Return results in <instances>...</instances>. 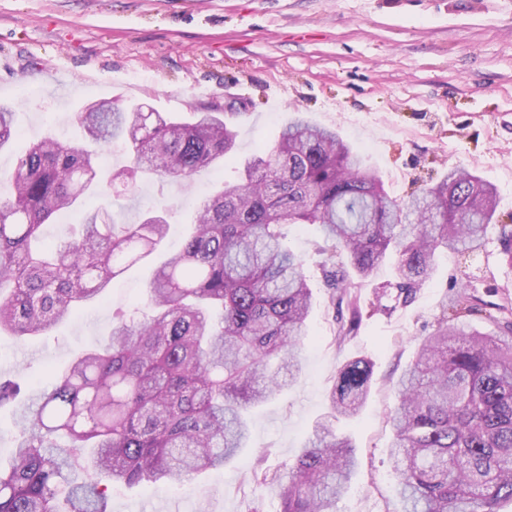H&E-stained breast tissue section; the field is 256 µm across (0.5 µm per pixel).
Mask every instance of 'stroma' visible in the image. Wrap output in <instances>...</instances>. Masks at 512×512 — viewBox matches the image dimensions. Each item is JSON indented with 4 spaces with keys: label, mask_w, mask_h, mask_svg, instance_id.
Here are the masks:
<instances>
[{
    "label": "stroma",
    "mask_w": 512,
    "mask_h": 512,
    "mask_svg": "<svg viewBox=\"0 0 512 512\" xmlns=\"http://www.w3.org/2000/svg\"><path fill=\"white\" fill-rule=\"evenodd\" d=\"M101 99L182 116L213 106L238 113L236 148L189 184L146 178L134 194L87 199V208L129 224L165 215L168 234L107 298L44 335L0 338V373L36 389L99 346L117 311L140 304L201 199L273 143L294 112L335 129L391 196L407 198L463 167L495 185L498 220L512 224V0H0V103L16 111L0 172L46 134L81 138L76 112ZM281 233L312 290L298 379L251 410L249 441L235 460L173 485L113 489L112 512H280L269 478L294 462L329 411L338 369L354 358L371 363L370 395L356 418L336 424L357 459L336 512H398L387 422L396 382L419 339L437 329L443 300L459 290L474 303L459 326L493 331L489 317L512 295V269L489 233L479 253L440 255L413 303L390 312L376 298L377 282L392 274L384 264L354 288L363 318L342 340L316 265L319 228L286 224Z\"/></svg>",
    "instance_id": "stroma-1"
}]
</instances>
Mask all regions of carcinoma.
Listing matches in <instances>:
<instances>
[{
  "mask_svg": "<svg viewBox=\"0 0 512 512\" xmlns=\"http://www.w3.org/2000/svg\"><path fill=\"white\" fill-rule=\"evenodd\" d=\"M76 113L85 139H121L129 165L114 180L146 173L187 183L231 153L236 133L222 112L189 121L140 105ZM14 110L0 107V150L11 145ZM98 167L82 145L46 135L0 173V333L39 336L155 253L168 223L127 224L83 212L69 237L41 243L57 213L80 208ZM497 193L458 168L404 201L391 197L339 134L297 118L201 201L184 246L156 267L141 317H119L105 344L29 394L16 413V450L0 466V512H110L105 482L168 485L224 466L245 447L248 412L289 387L308 335L312 291L304 261L283 248V224H316L319 266L337 301V335L359 326L350 275L368 279L396 256L379 284L391 308L412 302L437 255L480 251L488 232L512 267V226L495 223ZM463 294L442 306L397 383L389 413L400 512H499L512 501V320L494 332L454 320ZM372 375L364 358L347 361L318 423L293 464L270 479L281 512H336L356 459L333 421L364 407Z\"/></svg>",
  "mask_w": 512,
  "mask_h": 512,
  "instance_id": "carcinoma-1",
  "label": "carcinoma"
}]
</instances>
